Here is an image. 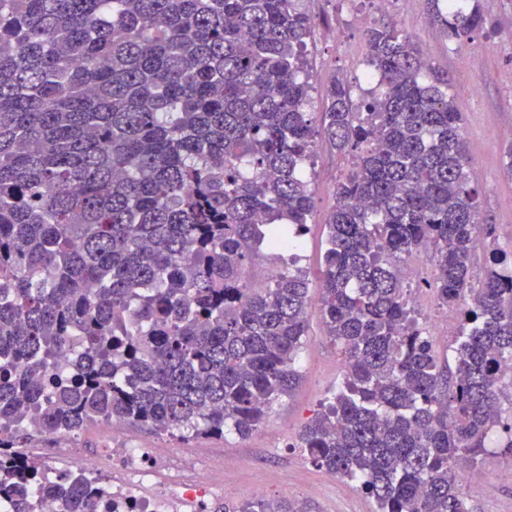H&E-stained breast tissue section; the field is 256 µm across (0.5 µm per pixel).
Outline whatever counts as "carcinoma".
<instances>
[{"label":"carcinoma","mask_w":512,"mask_h":512,"mask_svg":"<svg viewBox=\"0 0 512 512\" xmlns=\"http://www.w3.org/2000/svg\"><path fill=\"white\" fill-rule=\"evenodd\" d=\"M299 0H0V495L35 512H97L93 484L17 465L27 422L55 435L122 420L185 441L241 437L299 380L310 280L251 275L295 248L314 208L305 165L352 155L321 260L342 389L305 426L316 467L377 512H472L455 474L512 453V258L490 253L450 80L407 36L366 31L379 92L358 112L336 80L308 111ZM458 39L480 0H426ZM426 253L437 303L459 310L455 365L414 316L401 265ZM224 512H303L289 501Z\"/></svg>","instance_id":"obj_1"}]
</instances>
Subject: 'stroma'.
Listing matches in <instances>:
<instances>
[{"label":"stroma","instance_id":"1","mask_svg":"<svg viewBox=\"0 0 512 512\" xmlns=\"http://www.w3.org/2000/svg\"><path fill=\"white\" fill-rule=\"evenodd\" d=\"M487 19L484 29L456 40L430 21L425 0H388L385 6L369 0H303L301 8L310 18L314 39L309 45L312 109L320 111L322 94L336 78L352 88L354 102H362L367 65L363 27L353 15L363 13L373 26H396L420 48L431 70L448 75L455 104L463 117V137L468 145L472 180L479 189V208L492 237H478L474 274L482 276L490 251L512 254V140H505L504 127L512 126V0H481ZM338 28L342 41L328 39V30ZM352 167L351 155L320 148L307 174L314 209L298 240L300 265L310 280H317L325 244L324 224L335 204L334 189ZM419 299V321L435 352L452 357V344L437 337L438 319L445 315L425 282L411 283ZM345 373L344 358L324 327L319 301L308 307V336L299 361V382L294 391L275 402L267 418L246 437L199 435L183 441L139 425L128 432L137 445L167 449L175 465L186 471L205 468L222 473L224 492L201 496L199 512H215L223 503L243 504L258 498L288 499L307 512H376L374 501L356 482L312 465L304 454L299 435L306 423L331 399ZM103 428L88 424L78 438L60 439L36 434L27 441L38 449L47 467L65 469L88 449L99 447ZM499 471L495 481H472L473 466L459 462L456 471L473 512H512V455L500 453L489 461Z\"/></svg>","mask_w":512,"mask_h":512}]
</instances>
